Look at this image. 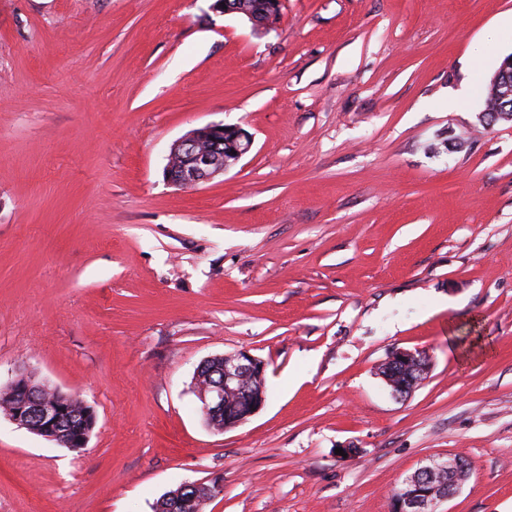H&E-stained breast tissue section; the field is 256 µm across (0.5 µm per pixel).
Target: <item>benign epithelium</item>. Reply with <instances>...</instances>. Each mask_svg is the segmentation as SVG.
Here are the masks:
<instances>
[{
    "label": "benign epithelium",
    "instance_id": "obj_1",
    "mask_svg": "<svg viewBox=\"0 0 512 512\" xmlns=\"http://www.w3.org/2000/svg\"><path fill=\"white\" fill-rule=\"evenodd\" d=\"M283 0H269L267 10L253 12L236 0H213L215 13L247 20L259 33L271 29L281 14ZM499 90L497 108L481 113L484 120H512V55L503 59L491 78ZM251 137L239 126L214 123L194 129L170 146L166 179L174 186L192 189L224 174L252 148ZM224 362L211 365L204 360L195 374V395L209 426L219 431L234 428L255 415L265 404L264 390L254 382L264 379L265 363L241 349L222 354ZM430 357L424 351L397 349L380 368V377L396 398L410 394L426 378ZM10 399L9 418L17 426L64 448H83L89 433L68 435L58 428L66 410L65 394L51 381H34L24 373L11 377L3 386ZM471 462L463 453L446 460L431 458L408 475L393 498L391 512H439L441 503L453 498L468 479ZM213 493L204 482L189 483L168 494L170 512H181L189 500H206Z\"/></svg>",
    "mask_w": 512,
    "mask_h": 512
}]
</instances>
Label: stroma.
<instances>
[{"label":"stroma","mask_w":512,"mask_h":512,"mask_svg":"<svg viewBox=\"0 0 512 512\" xmlns=\"http://www.w3.org/2000/svg\"><path fill=\"white\" fill-rule=\"evenodd\" d=\"M512 0H0V376L91 407L82 449L0 414V512H389L468 455L446 512H512V122L485 86ZM456 109H449V102ZM251 151L194 189L171 144ZM247 349L265 406L206 428L193 377ZM431 357L393 397L395 349ZM347 456H340V449ZM211 9L215 13L233 15L247 20L251 24V28L259 33L271 29L279 18L283 6L282 0H267V10L264 12H253L246 7L240 5L239 2L232 0H212ZM226 6V9H223ZM252 145L251 137L239 126L214 123L194 129L170 146L166 179L182 189L197 188L236 165ZM225 153L229 158L224 161ZM470 471L471 462L465 453L446 460L429 459L404 479L393 498L391 512H442L439 505L458 493ZM213 493V489L205 482L189 483L179 487L175 492L169 493L168 509L169 512H182L188 500H206Z\"/></svg>","instance_id":"obj_1"}]
</instances>
